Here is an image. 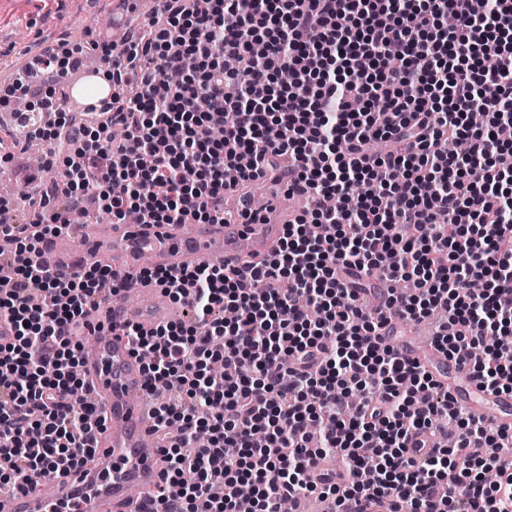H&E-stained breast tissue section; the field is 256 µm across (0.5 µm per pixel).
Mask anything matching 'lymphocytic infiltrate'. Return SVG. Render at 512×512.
<instances>
[{
    "label": "lymphocytic infiltrate",
    "mask_w": 512,
    "mask_h": 512,
    "mask_svg": "<svg viewBox=\"0 0 512 512\" xmlns=\"http://www.w3.org/2000/svg\"><path fill=\"white\" fill-rule=\"evenodd\" d=\"M159 2L139 31L92 45L109 105L44 102L55 119L29 134L60 173L48 184L33 170L28 220H8L0 199L14 244L0 285V494L94 456L105 415L80 372L87 315L141 282L194 320L118 328L147 386L171 391L152 415L163 483L136 512L160 498L166 512H238L245 484L258 512L307 497L349 512L367 492L390 512H512V429L456 408L383 344L361 298L364 280H411L389 292L403 319L440 313L436 349L482 389L512 392V174L496 167L512 151V0ZM454 138L465 153L446 150ZM373 140L388 152H368ZM266 180L306 199L267 258L134 274L42 258L76 218L220 224L225 195ZM356 183L367 191L346 206ZM438 421L454 428L445 448L429 445ZM334 456L342 475L314 480V461Z\"/></svg>",
    "instance_id": "1"
}]
</instances>
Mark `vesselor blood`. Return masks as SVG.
I'll return each mask as SVG.
<instances>
[{
  "label": "vessel or blood",
  "instance_id": "vessel-or-blood-1",
  "mask_svg": "<svg viewBox=\"0 0 512 512\" xmlns=\"http://www.w3.org/2000/svg\"><path fill=\"white\" fill-rule=\"evenodd\" d=\"M96 69L64 76L68 103L81 110L92 106L82 90L95 81ZM282 228L277 224H209L183 232L181 227L124 226L126 243L124 272L136 271L144 257L155 264H202L215 256L225 264L237 265L250 255L263 256L278 243ZM61 238L49 239L45 259L55 268L70 271L85 259L65 252ZM139 305L113 297L98 312L93 323L92 349L85 352L82 374L103 405L105 430L97 437L102 464L80 473H62L40 479L26 492L0 497V512H62L65 505L78 512H128L130 494L137 488H156L162 478L156 454L146 452L143 443L149 431L145 400L139 399L145 384L141 363L132 353L128 337L113 335L112 322H134L144 328L167 323L165 309L154 307L157 289L140 287ZM453 396L459 407L483 410L491 407L501 423L512 422V393L487 394L470 383H462Z\"/></svg>",
  "mask_w": 512,
  "mask_h": 512
}]
</instances>
